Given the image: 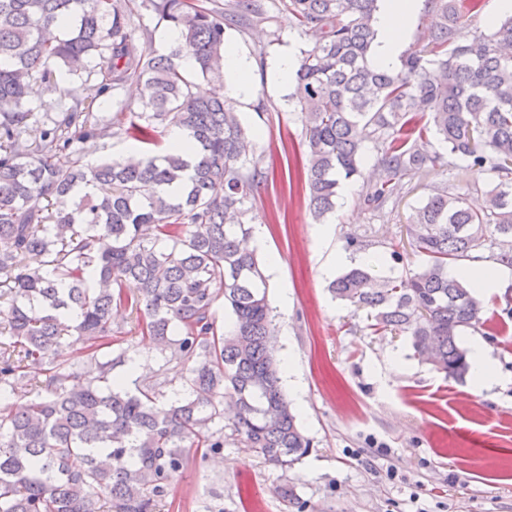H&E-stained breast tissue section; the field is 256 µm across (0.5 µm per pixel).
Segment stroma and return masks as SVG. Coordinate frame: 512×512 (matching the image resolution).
<instances>
[{
    "mask_svg": "<svg viewBox=\"0 0 512 512\" xmlns=\"http://www.w3.org/2000/svg\"><path fill=\"white\" fill-rule=\"evenodd\" d=\"M263 16L226 38L247 63L246 92L227 95L246 128L255 131L254 161L265 181L248 203L260 233L253 245L267 265L268 300L277 316L279 356L290 361L302 394L291 402L311 452L290 467H275L224 432V451L191 452L184 470L168 483L157 512H512V325L499 301L512 285V268L486 290L485 325L468 330L464 343L480 340L496 366L482 394L470 381L445 377L415 355L409 336L373 332L367 313L332 298L322 267L337 271L369 264L404 278L420 264L405 225L433 189L453 185L478 203L494 176L456 161L449 169L423 168L406 179L404 193L375 210L362 187L378 154L367 149L362 175L341 184L335 210L316 221L308 208L303 166L305 135L291 95L293 85L274 77L286 51L302 55L310 40L290 28L280 0H261ZM85 162L120 160L137 150L122 135L83 138ZM400 260H393L392 252ZM142 311L120 309L116 323L130 357L165 365L171 390L182 387L185 368L164 362L142 336ZM398 479H388L387 468ZM287 486L289 498L278 494Z\"/></svg>",
    "mask_w": 512,
    "mask_h": 512,
    "instance_id": "1",
    "label": "stroma"
}]
</instances>
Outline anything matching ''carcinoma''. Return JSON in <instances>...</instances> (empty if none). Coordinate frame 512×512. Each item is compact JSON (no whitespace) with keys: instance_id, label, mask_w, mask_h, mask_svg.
<instances>
[{"instance_id":"obj_1","label":"carcinoma","mask_w":512,"mask_h":512,"mask_svg":"<svg viewBox=\"0 0 512 512\" xmlns=\"http://www.w3.org/2000/svg\"><path fill=\"white\" fill-rule=\"evenodd\" d=\"M179 32L167 54L133 47L136 0H0V391L23 393L0 414V512H155L192 448L224 450V394L241 443L288 467L313 448L282 386L267 280L250 247L246 203L264 173L254 135L228 102L195 80L224 79L226 32L262 15L258 0L224 8L201 0H145ZM288 24L312 36L292 99L307 147L309 210L336 208L361 175L367 144L379 157L364 186L380 208L405 178L453 160L495 175L482 207L445 185L406 225L421 264L406 280L357 264L329 285L369 310L374 331H401L432 369L461 381L463 334L485 322L482 293L448 268L512 267V15L471 28L480 0H428L435 24L400 66L371 65L378 0H280ZM193 61L186 70L181 59ZM40 79L71 100L62 118L27 106ZM139 89L106 121L77 95ZM39 129L35 145L30 129ZM178 127L191 152L168 146L90 165L75 141L112 132L154 145ZM436 141H431V138ZM224 300L229 326L214 305ZM143 310L142 333L186 367L177 398L158 368L112 357L116 307ZM89 351L74 370L63 344ZM127 362L122 375L114 365ZM42 366L31 378L26 363Z\"/></svg>"}]
</instances>
